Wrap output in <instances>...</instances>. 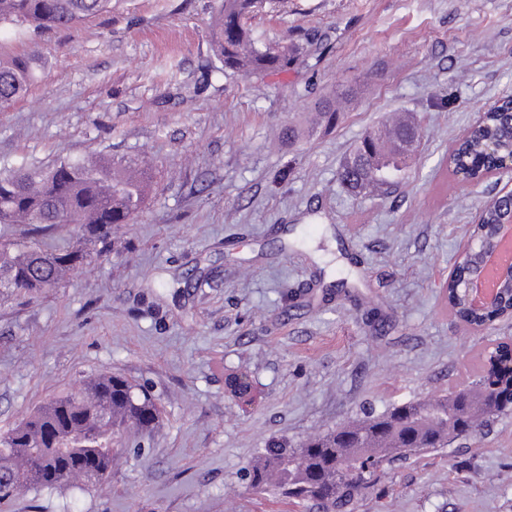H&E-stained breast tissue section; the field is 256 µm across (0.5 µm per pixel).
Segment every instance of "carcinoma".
<instances>
[{"label": "carcinoma", "mask_w": 512, "mask_h": 512, "mask_svg": "<svg viewBox=\"0 0 512 512\" xmlns=\"http://www.w3.org/2000/svg\"><path fill=\"white\" fill-rule=\"evenodd\" d=\"M265 0H221L210 30L212 47L224 70L242 76L284 70L296 47L263 46L255 37L251 15ZM112 11V0H0V26L27 25L35 30L68 29L80 21ZM28 58L0 60V107L23 96L33 81ZM348 86L338 95L314 103L312 117L331 125L339 115L338 101L351 100ZM512 99L491 105L483 120L452 148L448 163L452 175L480 178L494 156L512 151ZM411 158L404 147H389L366 132L341 164L338 181L355 194L378 192L394 183ZM110 158L89 161L64 157L50 166L0 171V295L37 294L55 288L69 271L89 265L92 256L108 247L112 225L128 224L142 211L153 181L152 169ZM508 199L485 207L473 232L489 237L485 227L499 223ZM75 224L80 233L60 239L56 224ZM448 308L454 316L475 326L491 321L495 312H477L448 289ZM500 390L478 385L451 391L427 401H412L382 413L365 414L332 430L291 445L272 440L249 462L246 473L252 489L276 491L321 512H354L358 500L398 461L437 452L453 441L475 433L512 405V369L492 373ZM161 411L151 392L112 373L85 376L77 390L60 395L0 437V497L12 495V486L53 489L63 485L60 469L81 473L58 450L78 441L101 457L93 486L107 480L112 469V442L130 431L151 433Z\"/></svg>", "instance_id": "cac0c4a2"}]
</instances>
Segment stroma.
<instances>
[{"mask_svg": "<svg viewBox=\"0 0 512 512\" xmlns=\"http://www.w3.org/2000/svg\"><path fill=\"white\" fill-rule=\"evenodd\" d=\"M218 0H112L71 30L0 28V58L33 59L0 109V166L137 158L155 174L137 219L86 269L0 298V434L97 372L146 386L162 411L109 479L0 500V512H296L256 494L247 464L359 416L467 385L512 319L473 334L443 287L512 170L454 183L448 151L512 96V0H273L250 25L300 45L286 70L225 72ZM359 95L296 142L281 127L341 86ZM401 111L422 140L396 187L336 171ZM389 469L356 512H512V413L481 435Z\"/></svg>", "mask_w": 512, "mask_h": 512, "instance_id": "stroma-1", "label": "stroma"}]
</instances>
